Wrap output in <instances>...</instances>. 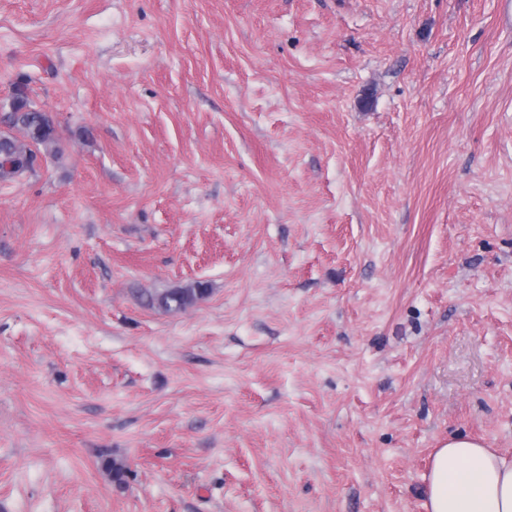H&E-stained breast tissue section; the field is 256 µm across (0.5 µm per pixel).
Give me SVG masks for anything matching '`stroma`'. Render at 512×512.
I'll return each mask as SVG.
<instances>
[{
    "label": "stroma",
    "mask_w": 512,
    "mask_h": 512,
    "mask_svg": "<svg viewBox=\"0 0 512 512\" xmlns=\"http://www.w3.org/2000/svg\"><path fill=\"white\" fill-rule=\"evenodd\" d=\"M19 86L0 512H425L449 437L512 456L501 0H0L16 139ZM18 97L23 98L22 107L27 106V111L19 112V106H17L15 98L12 103L13 125L26 132V138L32 146L57 145L60 141V133L55 124L44 112L33 106L27 94L25 96L20 94ZM207 286L197 283L184 288H174L162 294L149 296L148 305H157L166 310H180L194 304L207 293Z\"/></svg>",
    "instance_id": "35a3bbf8"
}]
</instances>
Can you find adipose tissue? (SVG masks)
Wrapping results in <instances>:
<instances>
[{
	"label": "adipose tissue",
	"mask_w": 512,
	"mask_h": 512,
	"mask_svg": "<svg viewBox=\"0 0 512 512\" xmlns=\"http://www.w3.org/2000/svg\"><path fill=\"white\" fill-rule=\"evenodd\" d=\"M426 512H512V457L455 436L437 448L424 476Z\"/></svg>",
	"instance_id": "adipose-tissue-1"
}]
</instances>
